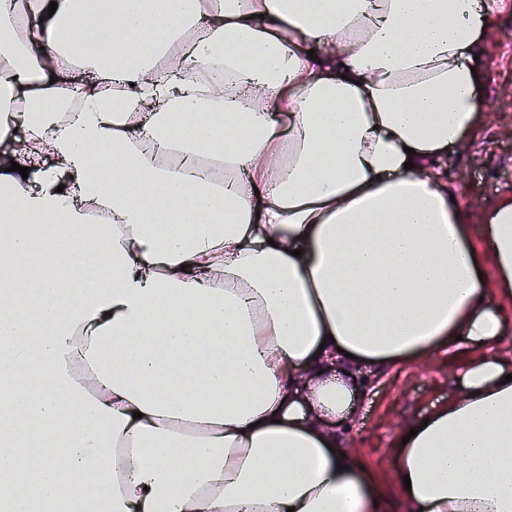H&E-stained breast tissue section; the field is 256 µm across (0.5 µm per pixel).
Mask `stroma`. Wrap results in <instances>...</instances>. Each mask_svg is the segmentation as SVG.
<instances>
[{
	"instance_id": "stroma-1",
	"label": "stroma",
	"mask_w": 512,
	"mask_h": 512,
	"mask_svg": "<svg viewBox=\"0 0 512 512\" xmlns=\"http://www.w3.org/2000/svg\"><path fill=\"white\" fill-rule=\"evenodd\" d=\"M493 26L496 36L486 39L484 51L488 77L478 88L482 122L445 159L448 183L470 216L476 241L483 235L485 213L502 197L512 196V8L495 15ZM466 359V353L446 348L428 359L356 372L346 437L355 458L373 471L382 497L380 512H406L395 480V442L414 419L457 396L454 376Z\"/></svg>"
}]
</instances>
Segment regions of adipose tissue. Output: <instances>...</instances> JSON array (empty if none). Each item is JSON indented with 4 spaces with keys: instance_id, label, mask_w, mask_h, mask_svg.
Listing matches in <instances>:
<instances>
[{
    "instance_id": "obj_1",
    "label": "adipose tissue",
    "mask_w": 512,
    "mask_h": 512,
    "mask_svg": "<svg viewBox=\"0 0 512 512\" xmlns=\"http://www.w3.org/2000/svg\"><path fill=\"white\" fill-rule=\"evenodd\" d=\"M501 7L0 0L8 512H377L348 373L512 328V198L475 245L441 164ZM459 389L408 512H512V364Z\"/></svg>"
}]
</instances>
